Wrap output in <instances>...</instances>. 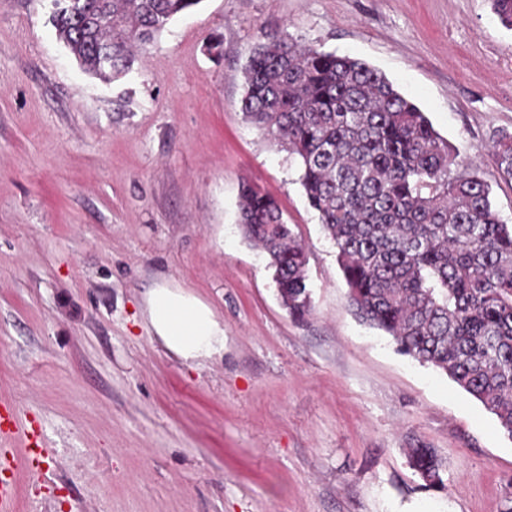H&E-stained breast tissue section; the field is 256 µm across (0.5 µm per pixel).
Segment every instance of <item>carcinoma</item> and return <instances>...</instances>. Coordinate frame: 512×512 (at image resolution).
<instances>
[{"mask_svg": "<svg viewBox=\"0 0 512 512\" xmlns=\"http://www.w3.org/2000/svg\"><path fill=\"white\" fill-rule=\"evenodd\" d=\"M202 0H53L57 36L80 68L114 78L131 49L151 43ZM512 27V0H492ZM111 49V65L94 48ZM240 109L301 162L309 206L336 247L349 300L398 350L451 378L512 438V224L491 189L457 170L456 156L424 112L378 70L349 56L263 31L244 67ZM499 171L512 178V134L496 141ZM244 237L274 268L282 306L311 310L307 257L277 200L246 182ZM428 488L445 487L444 462L424 445L406 449Z\"/></svg>", "mask_w": 512, "mask_h": 512, "instance_id": "cac0c4a2", "label": "carcinoma"}]
</instances>
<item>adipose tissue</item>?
Instances as JSON below:
<instances>
[{
    "label": "adipose tissue",
    "instance_id": "adipose-tissue-1",
    "mask_svg": "<svg viewBox=\"0 0 512 512\" xmlns=\"http://www.w3.org/2000/svg\"><path fill=\"white\" fill-rule=\"evenodd\" d=\"M146 317L163 346L186 363L224 354V326L212 309L180 288L162 283L150 289Z\"/></svg>",
    "mask_w": 512,
    "mask_h": 512
}]
</instances>
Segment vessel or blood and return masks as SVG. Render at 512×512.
I'll return each mask as SVG.
<instances>
[{
    "mask_svg": "<svg viewBox=\"0 0 512 512\" xmlns=\"http://www.w3.org/2000/svg\"><path fill=\"white\" fill-rule=\"evenodd\" d=\"M42 442L10 405L0 406V512H15L21 466L41 455Z\"/></svg>",
    "mask_w": 512,
    "mask_h": 512,
    "instance_id": "vessel-or-blood-1",
    "label": "vessel or blood"
}]
</instances>
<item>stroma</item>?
<instances>
[{
	"mask_svg": "<svg viewBox=\"0 0 512 512\" xmlns=\"http://www.w3.org/2000/svg\"><path fill=\"white\" fill-rule=\"evenodd\" d=\"M50 15L0 0V399L45 443L28 512H505L512 439L358 317L297 158L240 110L261 31L362 60L512 224L494 160L512 29L491 0H201L117 79L85 73ZM245 181L305 249L304 318L242 234ZM164 282L212 307L222 358L189 366L154 336L145 298ZM418 443L444 489L409 466ZM408 463L428 488L443 489L444 462L435 448L417 445L406 451Z\"/></svg>",
	"mask_w": 512,
	"mask_h": 512,
	"instance_id": "stroma-1",
	"label": "stroma"
}]
</instances>
